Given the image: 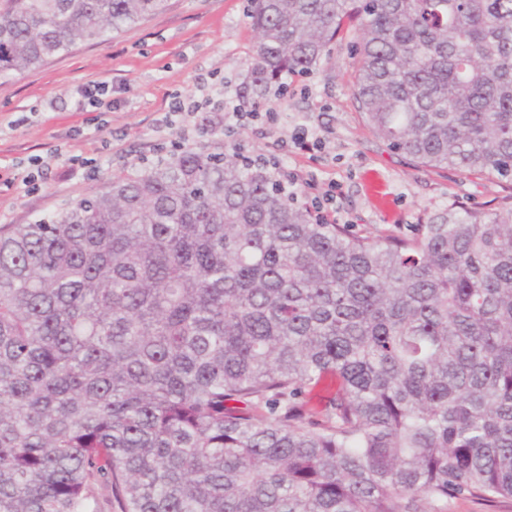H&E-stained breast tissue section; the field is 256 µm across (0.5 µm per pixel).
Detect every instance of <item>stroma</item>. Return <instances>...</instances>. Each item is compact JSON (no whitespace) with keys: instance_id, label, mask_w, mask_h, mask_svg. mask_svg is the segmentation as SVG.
Returning a JSON list of instances; mask_svg holds the SVG:
<instances>
[{"instance_id":"1","label":"stroma","mask_w":512,"mask_h":512,"mask_svg":"<svg viewBox=\"0 0 512 512\" xmlns=\"http://www.w3.org/2000/svg\"><path fill=\"white\" fill-rule=\"evenodd\" d=\"M254 43L247 0H169L165 11L107 39L77 43L0 79V225L57 212L93 195L107 176L180 145L278 159L298 175L299 199L335 189L339 223L357 231L409 236L451 203L488 210L512 193V183L427 168L390 151L356 109L352 35L313 75L268 95L275 121L227 130L217 119L218 101L242 96ZM102 81L107 106L85 111L81 89ZM178 101L196 108L187 137L172 122ZM304 130L320 137L319 150L295 152L293 139ZM36 160L40 176L29 187L24 179Z\"/></svg>"}]
</instances>
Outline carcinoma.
Instances as JSON below:
<instances>
[{
  "instance_id": "obj_1",
  "label": "carcinoma",
  "mask_w": 512,
  "mask_h": 512,
  "mask_svg": "<svg viewBox=\"0 0 512 512\" xmlns=\"http://www.w3.org/2000/svg\"><path fill=\"white\" fill-rule=\"evenodd\" d=\"M167 0H0V79ZM258 105L359 36L388 147L512 182V0H248ZM437 512L512 499V196L325 224L185 146L0 226V512Z\"/></svg>"
}]
</instances>
